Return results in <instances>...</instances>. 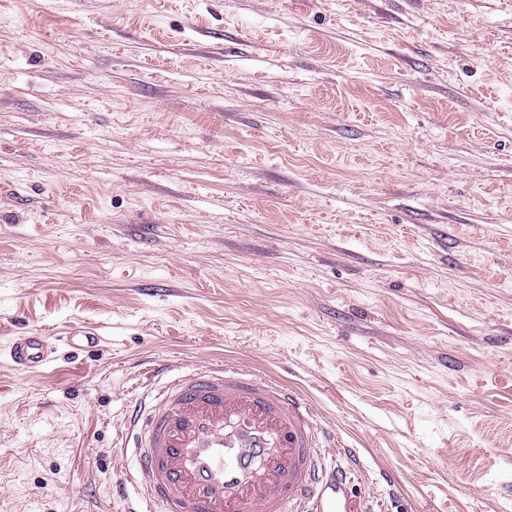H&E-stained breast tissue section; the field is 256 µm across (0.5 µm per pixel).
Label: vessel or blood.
<instances>
[{
    "label": "vessel or blood",
    "mask_w": 512,
    "mask_h": 512,
    "mask_svg": "<svg viewBox=\"0 0 512 512\" xmlns=\"http://www.w3.org/2000/svg\"><path fill=\"white\" fill-rule=\"evenodd\" d=\"M52 347L27 335L10 345L22 368L43 365ZM152 404L128 416L135 466L114 487L147 493L144 512H353L347 474L327 470L330 447L314 408L284 383L237 365L172 376Z\"/></svg>",
    "instance_id": "vessel-or-blood-1"
}]
</instances>
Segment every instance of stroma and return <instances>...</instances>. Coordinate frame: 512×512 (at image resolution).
Masks as SVG:
<instances>
[{
	"instance_id": "35a3bbf8",
	"label": "stroma",
	"mask_w": 512,
	"mask_h": 512,
	"mask_svg": "<svg viewBox=\"0 0 512 512\" xmlns=\"http://www.w3.org/2000/svg\"><path fill=\"white\" fill-rule=\"evenodd\" d=\"M163 360L298 390L359 512H512V0H0V512L141 500ZM52 347L46 336H21L10 345L9 355L13 362L22 368L43 365L52 354Z\"/></svg>"
}]
</instances>
